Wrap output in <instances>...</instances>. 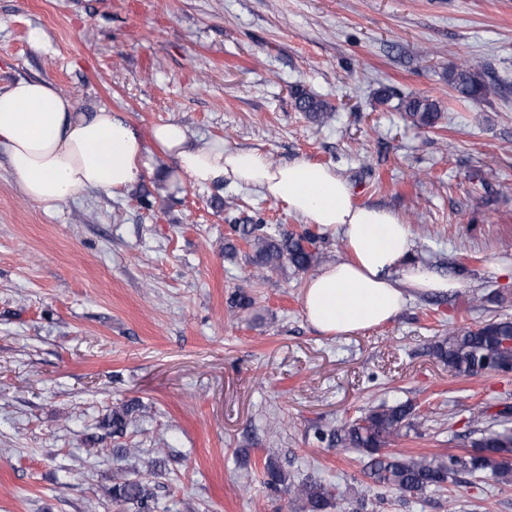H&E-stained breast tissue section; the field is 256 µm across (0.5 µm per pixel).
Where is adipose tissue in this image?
Here are the masks:
<instances>
[{
	"label": "adipose tissue",
	"mask_w": 512,
	"mask_h": 512,
	"mask_svg": "<svg viewBox=\"0 0 512 512\" xmlns=\"http://www.w3.org/2000/svg\"><path fill=\"white\" fill-rule=\"evenodd\" d=\"M0 150L31 200L61 203L93 191L131 192L154 154L173 163L169 183L252 187L306 223L340 234L346 253L310 276L303 309L325 335L389 322L415 295L457 292L459 280L411 257L408 224L394 211L354 201L351 184L330 166L273 164L258 150L198 144L177 122L142 134L106 108L78 111L53 83L20 79L0 89Z\"/></svg>",
	"instance_id": "obj_1"
}]
</instances>
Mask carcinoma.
Here are the masks:
<instances>
[{
    "mask_svg": "<svg viewBox=\"0 0 512 512\" xmlns=\"http://www.w3.org/2000/svg\"><path fill=\"white\" fill-rule=\"evenodd\" d=\"M448 84L461 101H478L499 89L486 83L468 64L448 70ZM291 93L297 108L319 126L333 119V108L325 100L294 87ZM398 108L420 128H433L442 118L438 104L428 98L408 96L400 99ZM234 236L242 239L251 249L254 265L253 278L261 280L266 273L289 266L296 271L307 270L316 259L313 251L318 235L306 230L300 234H282L279 229L262 218L249 217L244 224H233ZM512 339V322L488 323L473 329L459 325L448 329L431 346L432 355L460 376L480 372L484 364L512 358L503 345ZM134 407L124 405L112 410L104 426L112 436H121L127 429ZM412 407L401 401L374 407L351 422L341 423L330 431L318 430L316 439L327 447L354 448L369 456L368 476L387 492H397L405 501L416 506L422 504L428 493L442 492L448 484L458 483L461 474L488 473L498 482L512 484V431L486 429L474 442L472 453L464 456H397L381 453L391 438L398 435L410 417ZM265 483L274 490L288 489L299 503L302 512H329L341 507V494L337 484L325 479L290 480L276 462L275 454L267 455L263 466ZM154 471L148 470L135 479L123 475L113 478L112 500L129 512H156L157 499L151 487Z\"/></svg>",
    "mask_w": 512,
    "mask_h": 512,
    "instance_id": "carcinoma-1",
    "label": "carcinoma"
}]
</instances>
